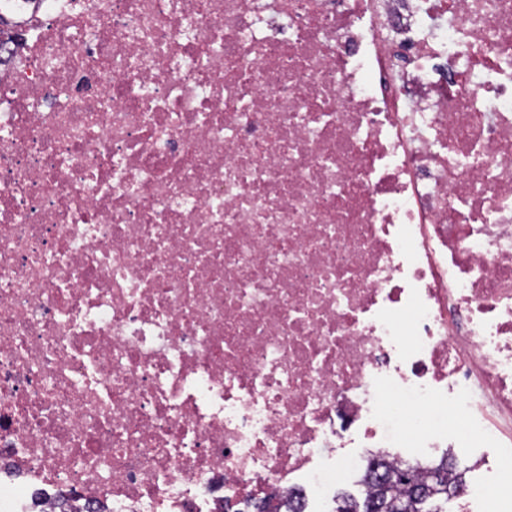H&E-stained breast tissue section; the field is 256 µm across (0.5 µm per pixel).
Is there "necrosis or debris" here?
Masks as SVG:
<instances>
[{"instance_id":"necrosis-or-debris-1","label":"necrosis or debris","mask_w":512,"mask_h":512,"mask_svg":"<svg viewBox=\"0 0 512 512\" xmlns=\"http://www.w3.org/2000/svg\"><path fill=\"white\" fill-rule=\"evenodd\" d=\"M0 15V512H286L445 409L512 482V0Z\"/></svg>"}]
</instances>
